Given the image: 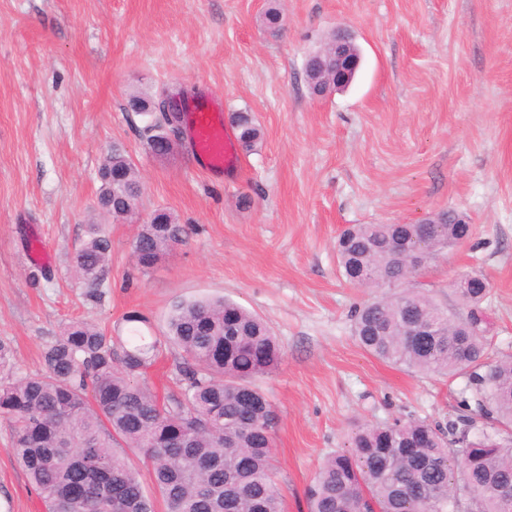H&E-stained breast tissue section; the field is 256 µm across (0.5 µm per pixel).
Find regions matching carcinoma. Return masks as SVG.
<instances>
[{"label":"carcinoma","instance_id":"carcinoma-1","mask_svg":"<svg viewBox=\"0 0 512 512\" xmlns=\"http://www.w3.org/2000/svg\"><path fill=\"white\" fill-rule=\"evenodd\" d=\"M129 108L146 117L142 135L159 157L168 155L165 114L158 100L133 94ZM245 152L260 138L253 115L230 114ZM96 210L121 219L143 195L139 173L124 148L99 168ZM467 216L446 209L425 219L436 225L431 258L469 240ZM141 225L133 249L142 269L186 243L189 228L158 209ZM423 224H352L336 242L342 275L355 286L397 291L376 296L352 314L357 344L379 360L422 373L465 375L475 386L480 421L446 424L396 420L364 424L349 446L329 454L305 490L308 512H504L503 491L512 487V356L489 360L486 336L475 332L488 291L475 280L448 307L420 288L404 284L415 274V240ZM112 239L105 225H87L71 255L82 283L99 288L109 267ZM417 320L428 336L410 335ZM131 343L118 344L106 330L85 322L68 326L43 351L44 370L0 379V417L13 428V448L47 512H155L138 475L118 447L147 458L154 488L166 512H282L275 477L273 436L277 414L255 380L272 374L282 359L268 326L253 311L226 298L181 301L169 314L166 336H146L133 311ZM180 350L178 388L158 395L148 370L163 341ZM249 388L252 401L239 392ZM471 458L472 490L456 495V459Z\"/></svg>","mask_w":512,"mask_h":512}]
</instances>
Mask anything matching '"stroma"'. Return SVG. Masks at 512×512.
I'll use <instances>...</instances> for the list:
<instances>
[{"mask_svg":"<svg viewBox=\"0 0 512 512\" xmlns=\"http://www.w3.org/2000/svg\"><path fill=\"white\" fill-rule=\"evenodd\" d=\"M0 0V345L9 375L42 369L73 321L129 339L127 313L164 335L178 300L225 297L257 312L282 347L258 381L277 413L283 512L358 424L465 412L467 379L412 373L358 346L350 314L370 294L336 266L351 224L465 213L476 232L429 262L418 287L457 304L451 281L480 271L493 356L512 353V0ZM363 54L353 85L314 97L305 63L336 26ZM209 91L260 125L240 171L213 179L187 142L164 158L131 94ZM140 172L141 211L189 225L148 272L134 224H110L112 256L90 297L70 255L95 220L113 144ZM0 418V512H44Z\"/></svg>","mask_w":512,"mask_h":512,"instance_id":"35a3bbf8","label":"stroma"}]
</instances>
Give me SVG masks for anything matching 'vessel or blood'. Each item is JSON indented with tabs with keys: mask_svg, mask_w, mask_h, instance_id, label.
I'll use <instances>...</instances> for the list:
<instances>
[{
	"mask_svg": "<svg viewBox=\"0 0 512 512\" xmlns=\"http://www.w3.org/2000/svg\"><path fill=\"white\" fill-rule=\"evenodd\" d=\"M179 109L185 114L190 148L200 163L217 175L237 169L240 156L224 130L223 101L203 93L180 101Z\"/></svg>",
	"mask_w": 512,
	"mask_h": 512,
	"instance_id": "b4317fda",
	"label": "vessel or blood"
}]
</instances>
